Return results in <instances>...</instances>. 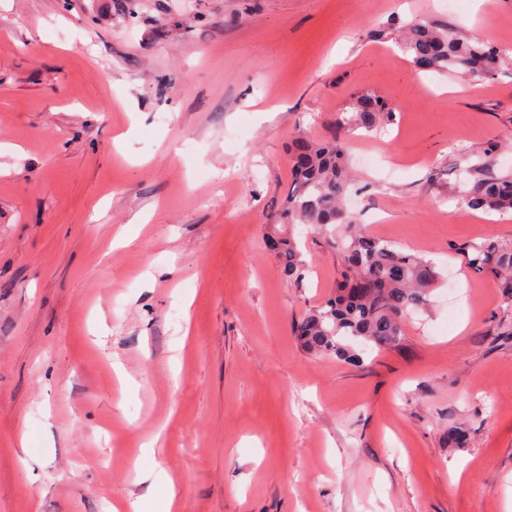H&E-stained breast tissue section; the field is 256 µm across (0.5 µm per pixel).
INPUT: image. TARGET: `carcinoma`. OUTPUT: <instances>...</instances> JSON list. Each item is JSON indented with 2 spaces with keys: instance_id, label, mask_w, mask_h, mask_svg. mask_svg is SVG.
I'll use <instances>...</instances> for the list:
<instances>
[{
  "instance_id": "carcinoma-1",
  "label": "carcinoma",
  "mask_w": 512,
  "mask_h": 512,
  "mask_svg": "<svg viewBox=\"0 0 512 512\" xmlns=\"http://www.w3.org/2000/svg\"><path fill=\"white\" fill-rule=\"evenodd\" d=\"M411 61L425 72L493 79L509 59L480 39H463L450 27L417 21L405 28L398 42ZM395 120V111L380 95L366 93L342 117L329 137L293 139L291 180L274 225L314 227L331 232V247L342 258V270L332 295L293 326L304 349L314 355L354 360V344L378 348L398 344L401 323L428 301L437 281L432 263L395 248L369 234L345 207L352 185L345 137L357 130L376 133ZM462 197L471 209L512 211V176L497 175L485 165L475 169ZM282 273L296 286L303 284L307 266L293 234L274 230L268 238ZM469 267L494 278L512 300V243L475 245Z\"/></svg>"
}]
</instances>
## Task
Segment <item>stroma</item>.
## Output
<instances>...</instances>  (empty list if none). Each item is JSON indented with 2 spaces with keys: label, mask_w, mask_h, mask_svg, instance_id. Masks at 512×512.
<instances>
[{
  "label": "stroma",
  "mask_w": 512,
  "mask_h": 512,
  "mask_svg": "<svg viewBox=\"0 0 512 512\" xmlns=\"http://www.w3.org/2000/svg\"><path fill=\"white\" fill-rule=\"evenodd\" d=\"M419 19L512 54V0H0V512H133L159 469L180 512H512V301L466 255L512 214L459 193L468 152L512 174V69L419 71ZM367 90L355 215L438 280L345 362L293 334L337 255L295 227L294 287L267 222Z\"/></svg>",
  "instance_id": "obj_1"
}]
</instances>
